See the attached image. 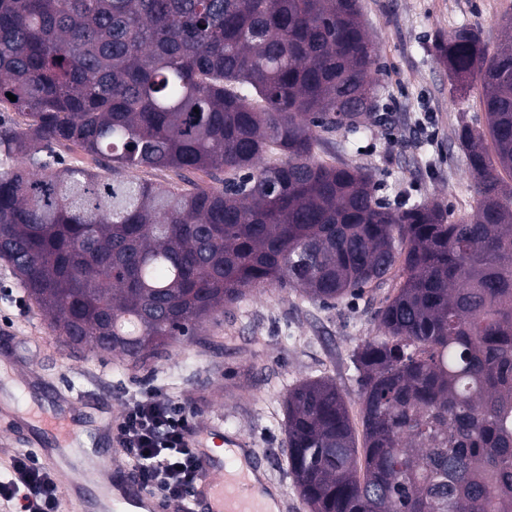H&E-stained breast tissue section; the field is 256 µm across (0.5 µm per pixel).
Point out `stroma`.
Returning a JSON list of instances; mask_svg holds the SVG:
<instances>
[{"label": "stroma", "instance_id": "1", "mask_svg": "<svg viewBox=\"0 0 512 512\" xmlns=\"http://www.w3.org/2000/svg\"><path fill=\"white\" fill-rule=\"evenodd\" d=\"M359 2L379 47L385 120L345 153L328 146L322 159L341 155L371 171L383 197L408 188L415 200L440 202L451 218L472 213L477 195L456 131L463 124L484 126L485 114L477 92L462 93L449 77L437 45L463 25L497 44L512 0ZM394 289L390 283L323 305L289 288H261L206 323L202 342L179 337L161 355L132 363L62 343L0 260V398L46 411L47 392L87 395L91 404L79 416L83 445L101 449L116 466L129 458L103 428L133 396L158 394L198 421L221 417L225 435L258 455L279 492V512H308L288 472L283 400L298 383L325 376L346 396L353 425H360L349 355L375 335L374 313Z\"/></svg>", "mask_w": 512, "mask_h": 512}]
</instances>
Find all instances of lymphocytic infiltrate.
Segmentation results:
<instances>
[{"label":"lymphocytic infiltrate","instance_id":"f902f5d3","mask_svg":"<svg viewBox=\"0 0 512 512\" xmlns=\"http://www.w3.org/2000/svg\"><path fill=\"white\" fill-rule=\"evenodd\" d=\"M195 428L185 408L155 395L132 399L115 426V439L135 462L145 486L170 500L185 498L199 475L189 438ZM0 501L15 512H59L60 491L32 453L13 458L0 474Z\"/></svg>","mask_w":512,"mask_h":512}]
</instances>
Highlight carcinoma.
<instances>
[{"label":"carcinoma","mask_w":512,"mask_h":512,"mask_svg":"<svg viewBox=\"0 0 512 512\" xmlns=\"http://www.w3.org/2000/svg\"><path fill=\"white\" fill-rule=\"evenodd\" d=\"M437 50L486 115L457 131L478 202L453 221L318 156L384 120L358 0H0V112L26 118L0 121V259L65 343L133 361L257 288L330 304L398 276L352 354L363 451L332 380L284 399L300 496L512 512V35Z\"/></svg>","instance_id":"carcinoma-1"}]
</instances>
